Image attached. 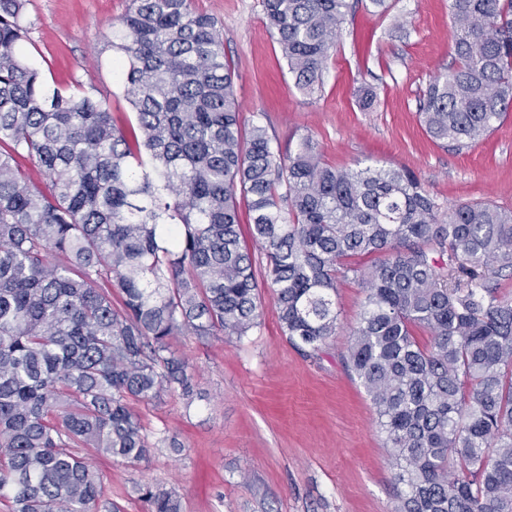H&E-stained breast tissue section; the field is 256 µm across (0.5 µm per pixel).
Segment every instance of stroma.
Instances as JSON below:
<instances>
[{"label":"stroma","instance_id":"obj_1","mask_svg":"<svg viewBox=\"0 0 512 512\" xmlns=\"http://www.w3.org/2000/svg\"><path fill=\"white\" fill-rule=\"evenodd\" d=\"M359 0L342 26L323 85L294 86L261 0H193L213 16L235 71L245 124L260 123L280 151L312 134L324 160L412 172L441 206L490 201L512 208V115L472 149L434 143L420 126L418 97L450 66L448 0ZM130 0H27L29 34L18 46L53 88L90 93L117 124L132 119L123 85L107 63L112 25ZM407 18L398 26V18ZM376 92L362 110L363 88ZM365 303L357 281L341 282L340 327L313 355L282 335L276 298L258 283L261 325L244 338L177 337L193 367L195 399L176 392L134 408L144 434L166 430L181 446L150 449L127 464L85 449L120 512H146L138 485L174 489L182 512H394L400 489L393 451L372 402L345 365L350 331Z\"/></svg>","mask_w":512,"mask_h":512}]
</instances>
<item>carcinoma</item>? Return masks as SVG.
<instances>
[{
	"label": "carcinoma",
	"mask_w": 512,
	"mask_h": 512,
	"mask_svg": "<svg viewBox=\"0 0 512 512\" xmlns=\"http://www.w3.org/2000/svg\"><path fill=\"white\" fill-rule=\"evenodd\" d=\"M191 2L132 0L112 25L134 114L120 127L103 101L47 86L17 51L27 0H0V501L96 512L104 485L77 449L138 464L149 443L130 401L192 403L172 341L260 326L244 199L290 343L319 351L341 279L364 288L346 365L395 449L396 512H512V298L496 283L512 277V210L444 209L407 170L330 166L311 134L282 153L242 124L216 21ZM262 3L295 86L313 91L352 3ZM449 10L453 63L418 117L460 151L512 112V0ZM362 256L375 261L347 264ZM138 492L147 512H181L172 489Z\"/></svg>",
	"instance_id": "carcinoma-1"
}]
</instances>
